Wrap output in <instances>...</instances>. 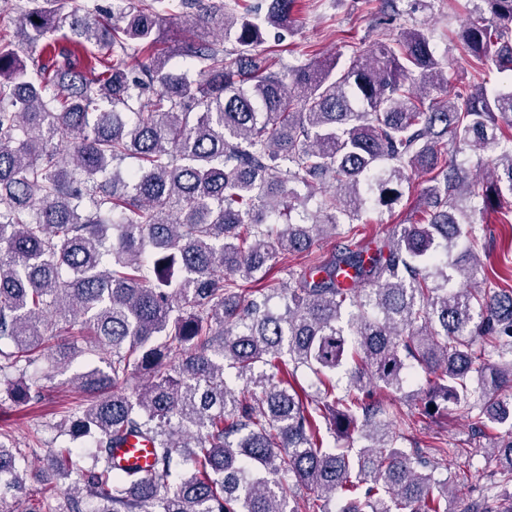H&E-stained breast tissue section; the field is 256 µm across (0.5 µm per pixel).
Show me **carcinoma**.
<instances>
[{
  "label": "carcinoma",
  "instance_id": "cac0c4a2",
  "mask_svg": "<svg viewBox=\"0 0 512 512\" xmlns=\"http://www.w3.org/2000/svg\"><path fill=\"white\" fill-rule=\"evenodd\" d=\"M22 11L37 49L0 45V379L38 398L45 379L92 357L53 455L73 492L48 512H448L435 445L404 448L410 417L373 399L428 375L420 415L443 405L488 443L504 512L512 486V289L484 288L475 245L512 197V88L471 86L427 105L415 80L448 84L427 33L380 52L279 70L256 59L266 26L295 0L238 16L224 0H96L61 16ZM462 31L473 69L512 70V0ZM191 12L204 35L155 51L161 26ZM38 21H33V18ZM217 31L233 45L206 39ZM141 56L138 70L126 63ZM494 153L478 192L448 157ZM133 159L137 166L121 168ZM430 175L418 218L369 251L316 258L294 285L268 284L276 260L324 234L352 241L363 211L392 208ZM333 191L315 197L316 187ZM141 391L124 387L135 373ZM329 423L348 445L325 444ZM505 429L496 439L490 431ZM87 440L84 459L71 444ZM149 442L153 471L116 469L112 450ZM315 499L303 503L296 490ZM25 493L17 451L0 440V495Z\"/></svg>",
  "mask_w": 512,
  "mask_h": 512
}]
</instances>
